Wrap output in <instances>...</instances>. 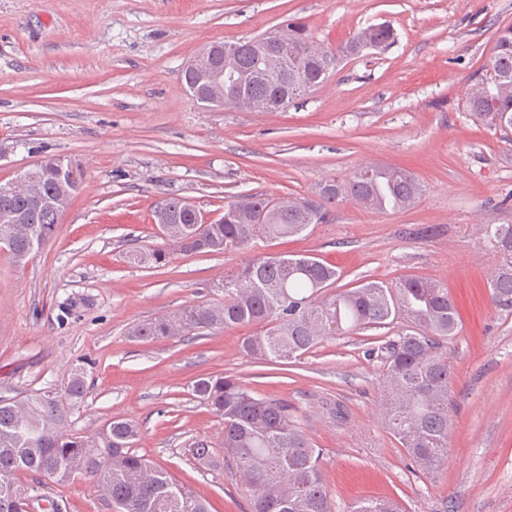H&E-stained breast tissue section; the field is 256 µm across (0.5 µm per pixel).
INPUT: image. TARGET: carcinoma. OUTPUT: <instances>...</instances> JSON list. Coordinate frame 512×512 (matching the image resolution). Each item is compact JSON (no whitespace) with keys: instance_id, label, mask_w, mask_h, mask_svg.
I'll return each instance as SVG.
<instances>
[{"instance_id":"1","label":"carcinoma","mask_w":512,"mask_h":512,"mask_svg":"<svg viewBox=\"0 0 512 512\" xmlns=\"http://www.w3.org/2000/svg\"><path fill=\"white\" fill-rule=\"evenodd\" d=\"M394 29L368 26L336 48L320 46L303 30L286 26L248 40L216 41L210 66L224 71V105L277 112L319 88L341 62L364 52L368 44L394 42ZM466 107L489 127L512 130V26L497 32L485 74L470 88ZM423 186L409 170L367 165L344 181L325 183L314 198L281 200L263 194L224 205V217L206 222L171 197L162 210L182 222L180 253L221 254L254 248L261 239L292 237L329 218V207L351 197L379 212L412 207ZM25 210L27 223L1 224L12 234L15 264L28 258L55 234L66 208H26L0 193V213ZM485 235L498 255L489 281L496 306L512 307V224H488ZM167 246H136L128 263L150 267L172 259ZM340 278L337 270L310 255H269L247 261L221 284L224 299L177 308L134 325L140 341L188 336L206 330L256 324L259 332L242 343L258 360L297 359L325 340L354 330L387 327L397 332L382 356V418L415 467L425 475L442 465L451 425L448 343L458 334V314L448 287L434 279L406 275L394 283L365 281L326 295ZM193 398L224 420V458L216 459L205 441L189 452L205 465L221 462L240 473L249 512H334L320 451L301 429L295 407L283 399L256 395L238 380L207 375L189 385ZM85 382L75 373L60 395L0 400V486L17 482L20 472L66 482L79 474L97 487L120 512H209L205 499L138 455V424L114 418L91 435L66 429L71 408L84 396ZM31 512H66L63 499L35 494ZM352 512H403L393 500H365Z\"/></svg>"}]
</instances>
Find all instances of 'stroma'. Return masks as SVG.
Listing matches in <instances>:
<instances>
[{
  "mask_svg": "<svg viewBox=\"0 0 512 512\" xmlns=\"http://www.w3.org/2000/svg\"><path fill=\"white\" fill-rule=\"evenodd\" d=\"M389 23L393 45L352 58L319 89L277 112L194 103L185 63L214 41L286 23L334 47ZM512 25V0H0V184L48 158L70 162L82 188L55 235L23 266L0 251V400L57 393L82 372L86 395L69 430L115 417L140 427L138 454L192 487L210 512H248L234 468L203 466L192 442L224 453V426L190 395L202 374L233 376L295 406L335 512L373 498L404 512H512V307L493 306L498 257L484 227L512 224V131L485 127L466 94ZM398 165L423 193L381 213L336 202L330 220L258 251L309 253L341 273L338 288L415 274L447 284L460 330L448 453L426 476L380 416L381 348L398 327L324 341L287 364L247 357L252 325L193 338L129 337L134 324L222 299L247 255H174L128 264L131 241L159 244L154 208L178 196L205 220L263 193L310 197L359 166ZM67 512H112L83 477L21 474Z\"/></svg>",
  "mask_w": 512,
  "mask_h": 512,
  "instance_id": "1",
  "label": "stroma"
}]
</instances>
